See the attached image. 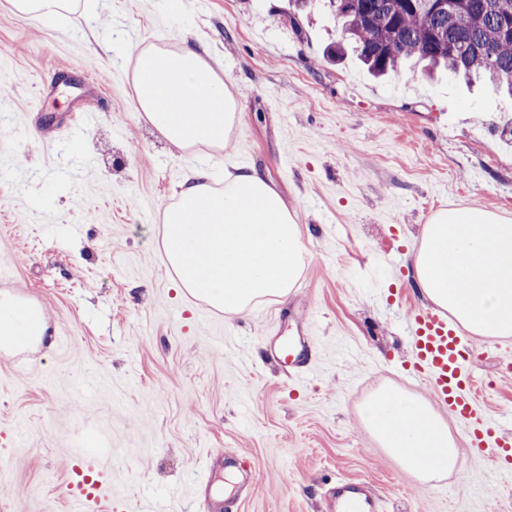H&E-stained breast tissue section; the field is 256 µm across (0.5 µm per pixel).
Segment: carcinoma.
<instances>
[{
	"mask_svg": "<svg viewBox=\"0 0 512 512\" xmlns=\"http://www.w3.org/2000/svg\"><path fill=\"white\" fill-rule=\"evenodd\" d=\"M361 62L375 75L411 60L467 83L487 80L512 94V40L501 36L512 0H455L449 15L427 0H328Z\"/></svg>",
	"mask_w": 512,
	"mask_h": 512,
	"instance_id": "cac0c4a2",
	"label": "carcinoma"
}]
</instances>
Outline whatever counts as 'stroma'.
Wrapping results in <instances>:
<instances>
[{
    "label": "stroma",
    "mask_w": 512,
    "mask_h": 512,
    "mask_svg": "<svg viewBox=\"0 0 512 512\" xmlns=\"http://www.w3.org/2000/svg\"><path fill=\"white\" fill-rule=\"evenodd\" d=\"M183 20L242 113L220 152L173 149L137 114L120 47L176 48ZM341 37L325 0H99L56 23L0 0V291L49 323L43 347L0 358V512H72L70 468L92 445L116 512H197L209 494L231 512H327L343 479L384 512H512V474L458 420L465 480L426 483L359 414L390 386L433 397L409 371L406 318L427 302L411 256L437 210L512 216V97L417 67L374 79L325 59ZM232 165L295 207L308 255L286 298L216 315L176 288L161 215L189 169ZM279 310L307 320L316 352L296 387L256 350ZM472 344L478 399L512 434V356ZM217 449L246 454L250 491Z\"/></svg>",
    "instance_id": "obj_1"
}]
</instances>
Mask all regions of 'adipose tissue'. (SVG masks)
I'll use <instances>...</instances> for the list:
<instances>
[{
	"label": "adipose tissue",
	"mask_w": 512,
	"mask_h": 512,
	"mask_svg": "<svg viewBox=\"0 0 512 512\" xmlns=\"http://www.w3.org/2000/svg\"><path fill=\"white\" fill-rule=\"evenodd\" d=\"M20 16L53 21L93 14L98 0H10ZM139 112L166 141L188 149L223 148L242 114L223 77L190 41L175 51L144 48L133 73ZM163 245L182 291L228 314L284 297L307 249L296 214L256 169L212 185L208 170L183 178L163 213ZM424 295L473 335L512 336V218L480 209L432 214L412 256ZM41 309L0 293V356L42 343ZM361 420L404 470L426 479L462 469L448 424L422 397L397 388L373 394Z\"/></svg>",
	"instance_id": "adipose-tissue-1"
}]
</instances>
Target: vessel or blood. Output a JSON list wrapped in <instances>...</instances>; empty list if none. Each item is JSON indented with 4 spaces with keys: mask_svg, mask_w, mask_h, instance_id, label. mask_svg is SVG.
Returning a JSON list of instances; mask_svg holds the SVG:
<instances>
[{
    "mask_svg": "<svg viewBox=\"0 0 512 512\" xmlns=\"http://www.w3.org/2000/svg\"><path fill=\"white\" fill-rule=\"evenodd\" d=\"M408 323L414 342L412 367L419 377L429 381L436 400L449 415L464 423L468 446L512 453V436L494 433L476 401L475 354L469 338L449 316L431 306L413 310ZM306 334L301 324L290 338L264 327L259 336L264 360L287 376L300 375L312 360ZM95 454V449H86L80 465L73 469L79 498L94 505L102 500L106 481L105 473L94 467ZM329 508L331 512H377L378 501L367 492L365 484L343 481L333 489Z\"/></svg>",
    "mask_w": 512,
    "mask_h": 512,
    "instance_id": "1",
    "label": "vessel or blood"
}]
</instances>
